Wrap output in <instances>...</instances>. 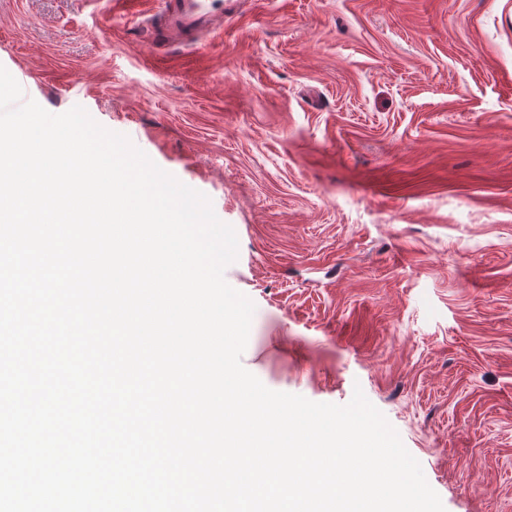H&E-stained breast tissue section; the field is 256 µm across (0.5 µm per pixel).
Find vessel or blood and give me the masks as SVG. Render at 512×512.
<instances>
[{
    "mask_svg": "<svg viewBox=\"0 0 512 512\" xmlns=\"http://www.w3.org/2000/svg\"><path fill=\"white\" fill-rule=\"evenodd\" d=\"M224 15V0H165L159 22L153 28L154 40L163 44L179 36L193 38Z\"/></svg>",
    "mask_w": 512,
    "mask_h": 512,
    "instance_id": "1",
    "label": "vessel or blood"
}]
</instances>
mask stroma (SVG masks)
<instances>
[{"label": "stroma", "instance_id": "1", "mask_svg": "<svg viewBox=\"0 0 512 512\" xmlns=\"http://www.w3.org/2000/svg\"><path fill=\"white\" fill-rule=\"evenodd\" d=\"M0 66L210 198L266 387L362 388L445 512H512V0H238L189 46L0 0Z\"/></svg>", "mask_w": 512, "mask_h": 512}]
</instances>
